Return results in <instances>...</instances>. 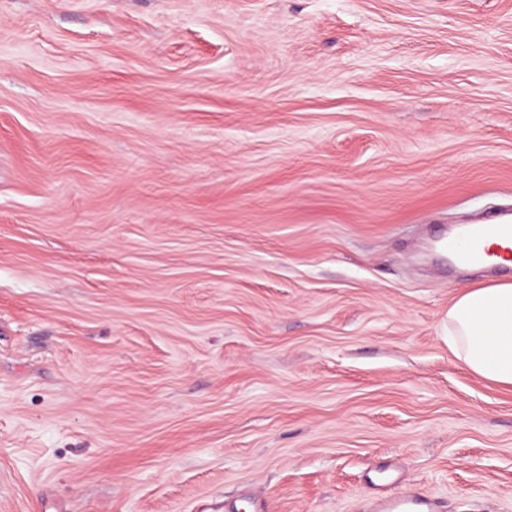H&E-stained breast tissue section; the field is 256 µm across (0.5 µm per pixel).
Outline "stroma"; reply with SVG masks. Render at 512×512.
I'll use <instances>...</instances> for the list:
<instances>
[{
  "label": "stroma",
  "mask_w": 512,
  "mask_h": 512,
  "mask_svg": "<svg viewBox=\"0 0 512 512\" xmlns=\"http://www.w3.org/2000/svg\"><path fill=\"white\" fill-rule=\"evenodd\" d=\"M500 209L512 0H0V512H512ZM505 213L493 216L489 223L479 228H463L456 235L448 237L446 247L448 254L454 261L461 263H478L483 260L482 247L485 240L492 238L500 243L509 244L512 242V220ZM448 348L475 376L512 389V282L461 290L448 307ZM391 511L388 512H439L430 511L431 505L416 493L397 496L385 503Z\"/></svg>",
  "instance_id": "obj_1"
}]
</instances>
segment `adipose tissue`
<instances>
[{
    "label": "adipose tissue",
    "instance_id": "adipose-tissue-1",
    "mask_svg": "<svg viewBox=\"0 0 512 512\" xmlns=\"http://www.w3.org/2000/svg\"><path fill=\"white\" fill-rule=\"evenodd\" d=\"M448 347L475 376L512 389V282L455 296L448 308Z\"/></svg>",
    "mask_w": 512,
    "mask_h": 512
}]
</instances>
